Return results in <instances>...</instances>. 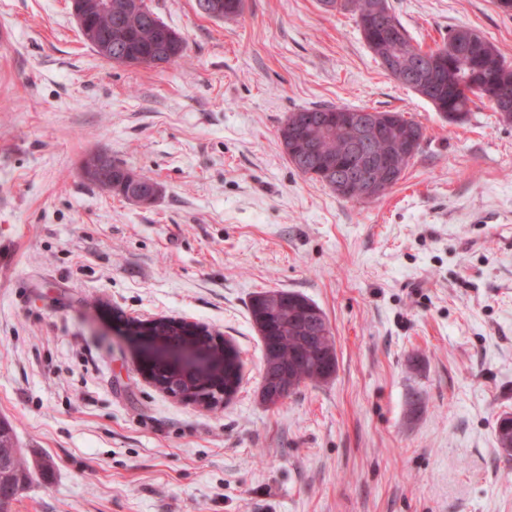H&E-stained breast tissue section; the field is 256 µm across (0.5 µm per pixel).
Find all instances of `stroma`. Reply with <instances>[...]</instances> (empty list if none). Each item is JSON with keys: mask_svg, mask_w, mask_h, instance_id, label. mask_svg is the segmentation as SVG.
I'll list each match as a JSON object with an SVG mask.
<instances>
[{"mask_svg": "<svg viewBox=\"0 0 512 512\" xmlns=\"http://www.w3.org/2000/svg\"><path fill=\"white\" fill-rule=\"evenodd\" d=\"M422 48L482 33L491 0H389ZM184 36L158 67L99 57L69 0H0V419L30 467L11 512H512V125L451 124L320 0H147ZM399 111L421 149L378 199L299 174L288 113ZM102 153L157 181L141 205L90 183ZM326 314L337 370L260 396L254 293ZM183 317L230 342L241 385L205 408L144 379L117 314Z\"/></svg>", "mask_w": 512, "mask_h": 512, "instance_id": "obj_1", "label": "stroma"}]
</instances>
